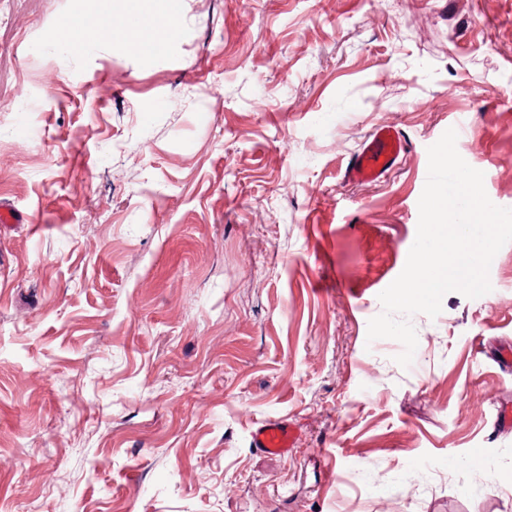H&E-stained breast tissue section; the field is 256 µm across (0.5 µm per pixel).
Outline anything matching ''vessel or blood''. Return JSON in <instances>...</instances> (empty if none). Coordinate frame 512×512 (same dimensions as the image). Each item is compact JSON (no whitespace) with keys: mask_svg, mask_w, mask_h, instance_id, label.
Masks as SVG:
<instances>
[{"mask_svg":"<svg viewBox=\"0 0 512 512\" xmlns=\"http://www.w3.org/2000/svg\"><path fill=\"white\" fill-rule=\"evenodd\" d=\"M407 147L408 141L401 130L389 126L376 129L346 168L344 180L375 181L382 178ZM251 442L267 454L285 456L293 451L295 433L288 423L270 419L252 431Z\"/></svg>","mask_w":512,"mask_h":512,"instance_id":"vessel-or-blood-1","label":"vessel or blood"}]
</instances>
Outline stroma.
<instances>
[{"label":"stroma","mask_w":512,"mask_h":512,"mask_svg":"<svg viewBox=\"0 0 512 512\" xmlns=\"http://www.w3.org/2000/svg\"><path fill=\"white\" fill-rule=\"evenodd\" d=\"M0 0V512H512V243L368 341L448 129L512 208V0H180L147 55ZM409 147L348 184L379 125ZM268 418L297 451L260 454Z\"/></svg>","instance_id":"1"}]
</instances>
